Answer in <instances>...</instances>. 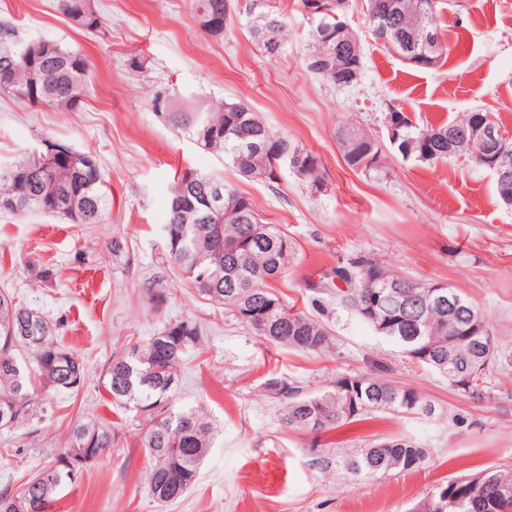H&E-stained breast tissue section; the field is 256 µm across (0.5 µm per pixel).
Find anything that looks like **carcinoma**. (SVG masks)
<instances>
[{
  "label": "carcinoma",
  "mask_w": 512,
  "mask_h": 512,
  "mask_svg": "<svg viewBox=\"0 0 512 512\" xmlns=\"http://www.w3.org/2000/svg\"><path fill=\"white\" fill-rule=\"evenodd\" d=\"M55 8L76 27L98 31L105 19L95 0H54ZM239 0H194L198 26L218 39L224 31L201 20V13L220 12ZM255 8L246 10L251 19V35L266 56L277 55L282 47L285 18L272 0H248ZM401 0H364L367 32L380 41L386 26L400 24L396 32L411 35L423 30L426 39L415 50L430 61L445 57L447 45L439 36L438 0H418L422 8L405 2L401 19H394L393 4ZM313 48L307 58L311 73L328 80L325 71L342 65L336 56V41L312 34ZM48 55L39 62L34 78L24 65L7 71L0 66V85L8 95L28 105L53 106L72 111L82 105L88 93L92 62L78 51L44 40ZM354 63L355 77L363 66L358 36L347 51ZM403 121L405 151L402 156L423 164L465 157L479 164L462 131L482 114L475 109L438 127L420 129L405 112L394 109ZM178 127L203 148L224 157L239 175L281 164L276 149L292 142L273 132L245 100L219 104L202 103L194 115ZM346 163L360 172H379L381 149L367 134L344 122L336 128ZM88 154L67 148L50 174V183L31 178L39 168L41 155L26 154L0 175V202L17 205L1 207L0 213L13 215L41 211L50 204L44 193L70 210L66 218L74 224H92L105 206L99 165L86 163ZM217 189L226 205H243L245 219L216 218L199 224L182 223V204L205 207L203 194ZM169 219L164 227L166 247L176 274L188 281L198 294L246 324L253 333L275 346L307 353L324 354L333 338L324 325L302 313L286 309L275 283L286 277L296 257L295 243L276 224L262 221L253 202L224 179L196 171H185L174 182L168 204ZM336 304L355 312L383 338L395 344L413 364L431 370L448 381L464 397L490 396L487 376L496 360L498 347L492 331L477 306L461 295L466 311L448 307V299L428 294L425 284L365 257H355L332 269L327 277ZM381 297L382 309L370 312V302ZM202 330L192 320L166 323L153 336L132 344L112 357L102 377L104 403L117 410L134 407L143 417L142 445L152 460L147 475L155 501L171 503L182 497L196 482L202 460L212 448L213 423L202 408L170 409L178 386L179 372L189 351L200 341ZM85 369L72 351L53 336V324L43 313L15 302L0 293V418L14 428L40 420L51 405L48 396L60 392L74 394L83 386ZM266 387L280 404V421L290 430L321 435L378 413L448 417L418 391L398 386L375 374L339 375L326 389L310 392L301 382L285 377L267 380ZM3 422V423H5ZM0 422V427L3 426ZM116 433L106 417L75 419L68 427L63 448L54 465L46 467L20 485V491H0V512H60V492L74 484L60 466L65 459L85 469L112 451ZM429 449L406 436L373 440L359 448H341L327 443V450L313 459L320 469L336 468L351 479L401 473L421 468ZM444 492L443 503L433 495L425 498L415 512H512V468L487 467L436 488Z\"/></svg>",
  "instance_id": "1"
}]
</instances>
